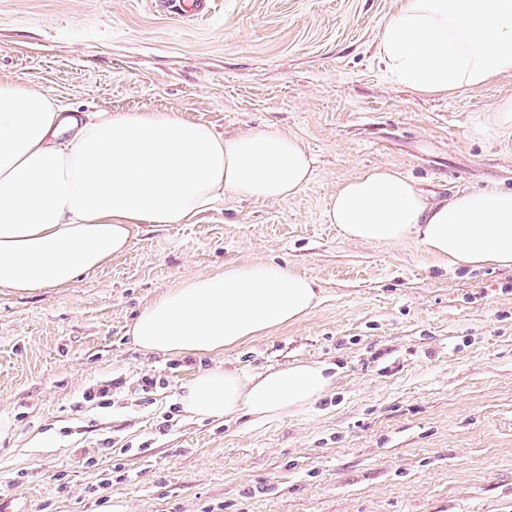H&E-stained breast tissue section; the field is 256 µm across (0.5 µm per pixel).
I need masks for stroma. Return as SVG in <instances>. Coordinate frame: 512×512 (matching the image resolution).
<instances>
[{"label":"stroma","instance_id":"stroma-1","mask_svg":"<svg viewBox=\"0 0 512 512\" xmlns=\"http://www.w3.org/2000/svg\"><path fill=\"white\" fill-rule=\"evenodd\" d=\"M397 3L216 0L195 19L152 0H0V81L67 112L272 126L313 160L293 199L228 196L191 223L143 225L68 287L0 289V499L15 512H512V268L446 269L415 237L352 242L325 218L337 188L376 166L439 202L512 190V151L479 130L512 98V72L414 92L378 51ZM269 261L321 288L299 322L218 355L133 343L154 298ZM298 361L335 376L301 412L251 426L179 403L201 371Z\"/></svg>","mask_w":512,"mask_h":512}]
</instances>
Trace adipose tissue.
<instances>
[{
    "label": "adipose tissue",
    "mask_w": 512,
    "mask_h": 512,
    "mask_svg": "<svg viewBox=\"0 0 512 512\" xmlns=\"http://www.w3.org/2000/svg\"><path fill=\"white\" fill-rule=\"evenodd\" d=\"M408 87L442 94L512 71V0H400L379 44ZM312 175L288 133L220 134L174 112L69 114L25 84L0 83V288H65L125 254L144 224H187L224 194L288 200ZM343 238L417 237L445 267H512V191L461 192L430 202L415 181L371 167L325 208ZM319 300L309 276L274 262L228 265L161 294L131 334L149 353L209 355L295 323ZM321 365L257 375L199 373L179 403L199 418L246 415L261 425L327 392Z\"/></svg>",
    "instance_id": "obj_1"
}]
</instances>
